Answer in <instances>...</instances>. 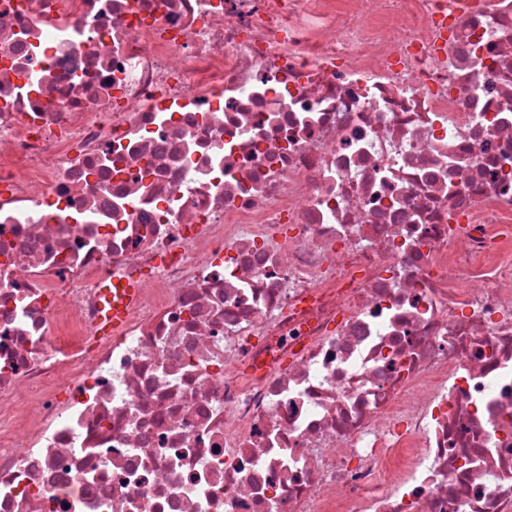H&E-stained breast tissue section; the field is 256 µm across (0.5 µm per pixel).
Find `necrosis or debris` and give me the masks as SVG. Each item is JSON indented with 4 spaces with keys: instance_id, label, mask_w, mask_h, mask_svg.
I'll return each instance as SVG.
<instances>
[{
    "instance_id": "obj_1",
    "label": "necrosis or debris",
    "mask_w": 512,
    "mask_h": 512,
    "mask_svg": "<svg viewBox=\"0 0 512 512\" xmlns=\"http://www.w3.org/2000/svg\"><path fill=\"white\" fill-rule=\"evenodd\" d=\"M0 512H512V0H0ZM113 285L116 288V293H111V291L105 290V295L112 306L111 310L108 312L110 324L105 327L106 331L114 330L121 325L125 304L128 300L134 299L137 295L136 288H129L126 284L119 283L118 281H114ZM116 296L117 299H114Z\"/></svg>"
}]
</instances>
